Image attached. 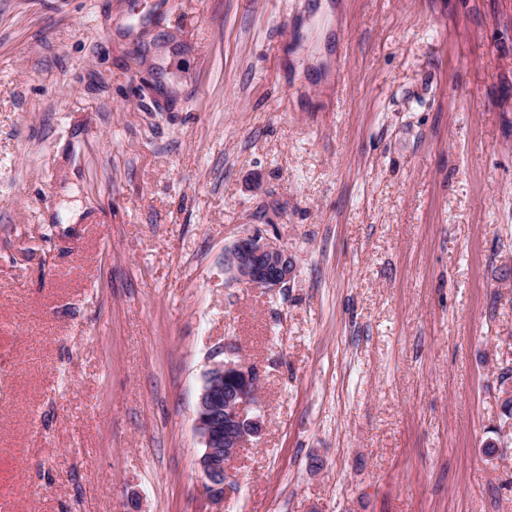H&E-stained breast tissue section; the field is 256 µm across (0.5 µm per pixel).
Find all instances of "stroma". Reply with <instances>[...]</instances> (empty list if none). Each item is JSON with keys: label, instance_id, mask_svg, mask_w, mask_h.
<instances>
[{"label": "stroma", "instance_id": "obj_1", "mask_svg": "<svg viewBox=\"0 0 512 512\" xmlns=\"http://www.w3.org/2000/svg\"><path fill=\"white\" fill-rule=\"evenodd\" d=\"M510 352L512 0H0V512H512ZM224 269L236 283L274 292L292 280L295 261L287 249L257 233L238 238L225 251ZM260 374L224 348V359L205 372L195 429L203 444L198 464L206 494L230 497L237 490L232 462L262 429Z\"/></svg>", "mask_w": 512, "mask_h": 512}]
</instances>
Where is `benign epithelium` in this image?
<instances>
[{
	"label": "benign epithelium",
	"mask_w": 512,
	"mask_h": 512,
	"mask_svg": "<svg viewBox=\"0 0 512 512\" xmlns=\"http://www.w3.org/2000/svg\"><path fill=\"white\" fill-rule=\"evenodd\" d=\"M224 269L240 284L269 292L288 285L295 261L287 249L260 235L237 239L224 253ZM260 374L231 350L205 372L195 429L203 444L198 464L203 490L227 498L237 490L232 462L262 429Z\"/></svg>",
	"instance_id": "obj_1"
}]
</instances>
